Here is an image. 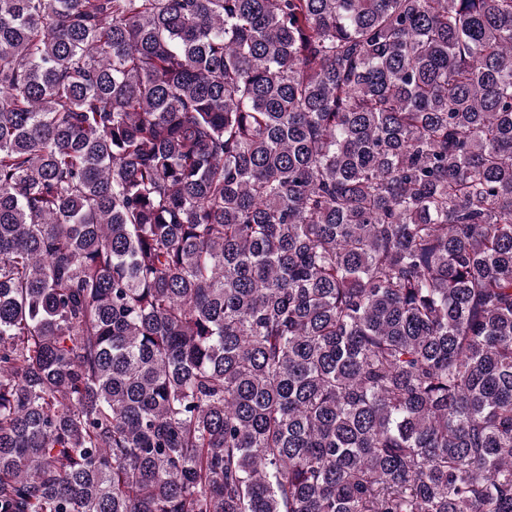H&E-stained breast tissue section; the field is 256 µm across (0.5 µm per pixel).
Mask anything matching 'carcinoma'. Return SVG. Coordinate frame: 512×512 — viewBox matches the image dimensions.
Here are the masks:
<instances>
[{
    "label": "carcinoma",
    "mask_w": 512,
    "mask_h": 512,
    "mask_svg": "<svg viewBox=\"0 0 512 512\" xmlns=\"http://www.w3.org/2000/svg\"><path fill=\"white\" fill-rule=\"evenodd\" d=\"M0 512H512V0H0Z\"/></svg>",
    "instance_id": "carcinoma-1"
}]
</instances>
